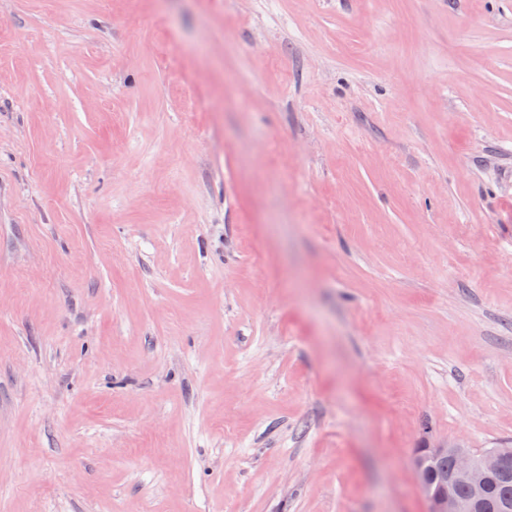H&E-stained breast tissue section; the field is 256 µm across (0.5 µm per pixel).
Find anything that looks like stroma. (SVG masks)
I'll return each mask as SVG.
<instances>
[{"label":"stroma","mask_w":512,"mask_h":512,"mask_svg":"<svg viewBox=\"0 0 512 512\" xmlns=\"http://www.w3.org/2000/svg\"><path fill=\"white\" fill-rule=\"evenodd\" d=\"M512 440V0H0V512H426ZM423 447L416 448L412 467L418 488L427 502V512H471L475 505L486 498L474 512H506L500 511V499L505 488L502 480H494L491 492L490 489L494 478L508 476V466L512 464L511 445L503 444L480 451L467 448L463 443L436 446L426 444ZM445 457L448 460H442ZM438 460L442 461L436 464V468L448 467V470L442 471L431 480L430 464ZM459 484L467 486V498H462L457 493Z\"/></svg>","instance_id":"obj_1"}]
</instances>
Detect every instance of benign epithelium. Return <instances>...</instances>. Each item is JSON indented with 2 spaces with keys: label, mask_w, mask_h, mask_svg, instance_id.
I'll return each instance as SVG.
<instances>
[{
  "label": "benign epithelium",
  "mask_w": 512,
  "mask_h": 512,
  "mask_svg": "<svg viewBox=\"0 0 512 512\" xmlns=\"http://www.w3.org/2000/svg\"><path fill=\"white\" fill-rule=\"evenodd\" d=\"M447 456L452 459L451 471L429 477L430 464ZM511 464L512 446L508 444L480 451L463 443L426 444L416 449L412 459L418 488L428 505L427 512H471L487 498L493 479L508 476ZM460 484L467 486L465 498L457 493Z\"/></svg>",
  "instance_id": "7a95c632"
}]
</instances>
